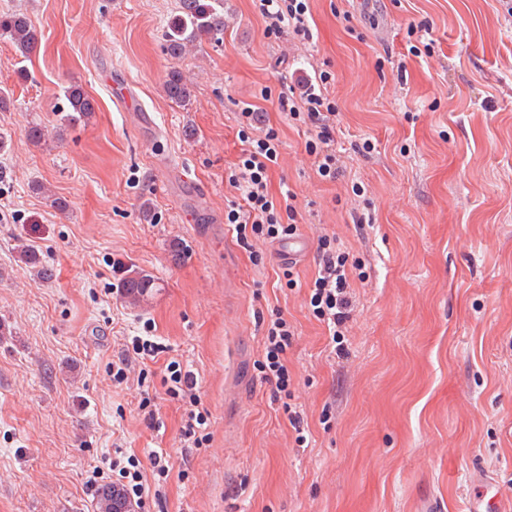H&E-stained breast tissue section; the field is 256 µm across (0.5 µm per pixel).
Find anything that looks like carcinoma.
Segmentation results:
<instances>
[{
    "mask_svg": "<svg viewBox=\"0 0 512 512\" xmlns=\"http://www.w3.org/2000/svg\"><path fill=\"white\" fill-rule=\"evenodd\" d=\"M0 36L11 42L23 60L30 58L40 42L38 32L20 11L0 14ZM205 39L214 44L224 40V0H179L177 14L168 24L165 35L168 55L179 59ZM164 92L175 103H184L191 96L189 85L176 69L168 73ZM64 99L60 112V120L64 123L88 119L95 112V101L77 85L65 89ZM157 287L152 275L136 268L126 270L118 284L121 293L133 304L147 300ZM124 498L123 489L113 485L106 487L98 497L99 512H112V504Z\"/></svg>",
    "mask_w": 512,
    "mask_h": 512,
    "instance_id": "carcinoma-1",
    "label": "carcinoma"
}]
</instances>
